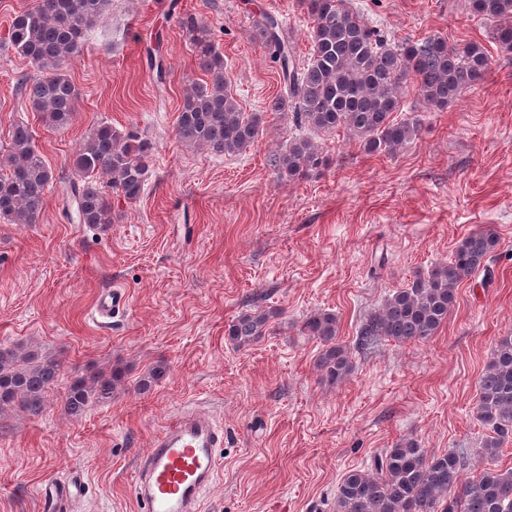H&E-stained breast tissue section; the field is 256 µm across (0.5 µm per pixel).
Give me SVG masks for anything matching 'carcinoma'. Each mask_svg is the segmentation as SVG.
<instances>
[{"instance_id": "cac0c4a2", "label": "carcinoma", "mask_w": 512, "mask_h": 512, "mask_svg": "<svg viewBox=\"0 0 512 512\" xmlns=\"http://www.w3.org/2000/svg\"><path fill=\"white\" fill-rule=\"evenodd\" d=\"M112 0H38L12 20L7 40L18 55L39 72L23 86L32 111L48 126L62 128L74 116L78 97L62 70L85 47V33L109 12ZM307 14L309 57L299 63L283 22L261 11L254 16L255 35L275 64L282 92L265 112L292 116L297 134L273 158L278 178L306 179L328 165L317 141L307 130H338L356 140L370 155H395L417 138L423 119L403 111L407 84L424 104L444 109L485 81L490 59L482 43H448L439 32L393 40L346 0H299ZM466 10L492 28L500 48L512 51V0H465ZM190 36L198 67L207 79L192 83L184 96L176 139L186 147L215 155L247 151L263 135L264 112L246 114L224 67V55L209 27L188 16L181 20ZM153 143L132 130L98 125L76 152L70 182L76 220L92 227L112 224V199L105 187L127 200L138 199L150 172ZM54 174L36 148L28 126L13 128L7 147L0 148V218L13 224L39 223ZM498 238L489 229L474 232L455 247L449 261L416 274L398 288L360 325L365 343L383 337L424 342L435 336L452 311L460 283L481 273L490 281V261ZM268 318L243 312L228 325L226 335L247 347L265 335ZM300 332L319 339L324 349L317 360L321 380L343 382L352 371L350 352L338 340L336 315L317 312ZM62 364L22 347L0 351V414L7 410L40 415ZM125 386L122 372L94 374L71 382L63 395L72 416L89 405L105 403ZM477 420L490 434L477 449L483 469L466 479L471 458L460 450L431 453L413 439H402L372 458L370 468L352 469L327 503L328 512H512V469L495 461L512 437V334L499 337L478 382Z\"/></svg>"}]
</instances>
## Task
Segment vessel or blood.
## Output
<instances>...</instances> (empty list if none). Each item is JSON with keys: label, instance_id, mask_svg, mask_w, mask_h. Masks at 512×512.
<instances>
[{"label": "vessel or blood", "instance_id": "vessel-or-blood-1", "mask_svg": "<svg viewBox=\"0 0 512 512\" xmlns=\"http://www.w3.org/2000/svg\"><path fill=\"white\" fill-rule=\"evenodd\" d=\"M124 290L100 292L95 310L108 318L124 308ZM224 445V431L208 412H179L150 443L135 483V495L145 512H198L204 493L212 485L217 469V450ZM80 474L63 483L51 484L52 502L60 512L83 492Z\"/></svg>", "mask_w": 512, "mask_h": 512}]
</instances>
